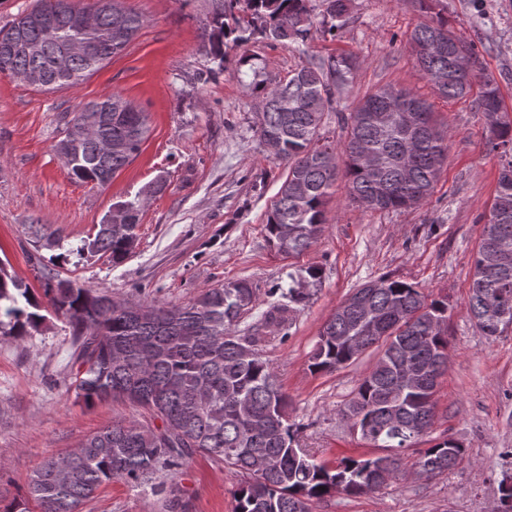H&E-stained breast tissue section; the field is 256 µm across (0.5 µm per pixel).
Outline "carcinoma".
<instances>
[{"instance_id": "obj_1", "label": "carcinoma", "mask_w": 512, "mask_h": 512, "mask_svg": "<svg viewBox=\"0 0 512 512\" xmlns=\"http://www.w3.org/2000/svg\"><path fill=\"white\" fill-rule=\"evenodd\" d=\"M70 0H39L31 10L0 27L40 42L44 52L0 57V73L37 68L54 75L53 54L59 40L76 36L61 27L51 33L35 23L39 14L63 21ZM244 4L247 18L236 15ZM353 0H322V33L332 36L351 20ZM315 0H213L209 40L212 59L224 67L226 49L259 36L264 40L306 45L314 28ZM97 24L112 31V44L96 55L71 62L73 79L53 83L72 86L122 53L143 26L144 19L120 8L102 11ZM443 54L417 56L422 74L444 70L447 81L433 86L446 99L464 98L473 91L476 73L459 74L451 62L465 56L477 68L472 44L453 35L448 18L423 24L410 35L425 47L435 40ZM356 68L348 54L315 57L288 78L259 90V143L275 142L276 161L288 167L267 214L269 243L283 255L299 256L321 235L326 223L329 190L338 175L346 180L349 197L371 210L401 211L414 196L430 197L447 158L448 130L434 120L430 106L415 93L400 88L394 98L390 85L368 92L347 114L336 94ZM112 99V121L100 124L98 138L84 139L79 155L62 162L73 179L105 185L139 154L149 131L147 113L119 94ZM419 104L424 125L410 131L378 116L395 114ZM475 104L491 125L490 151L502 166L496 195L473 258V279L467 312L486 336L512 328V117L503 105L498 84L486 77ZM336 113L346 129L336 145L320 135L325 115ZM125 142L112 155L98 151V139ZM332 152L343 166L330 164ZM112 209L122 213V225L101 221L94 236L77 248L80 254L101 255L119 264L137 240L139 198L121 201ZM42 303L0 261V335L18 342L41 330L46 308L62 316L70 328L79 369L75 398L87 405L107 400L128 401L161 420L152 427L119 421L86 436L77 448L51 457L29 477L25 493L0 512H81L100 488L120 479L133 488L162 496L163 512H178L180 490L175 479L197 453L243 474L233 496L232 512H314L317 503L336 493L354 496L384 485L382 473L401 474V452L413 447L433 422L431 393L404 382L406 356L432 376L436 359L448 355L445 332L433 323L448 321V303L426 301L413 284L382 277L363 302L347 313L334 312L323 324L309 355V370L333 371L355 361L377 345L381 356L360 380L343 416L383 455H349L328 466L300 447V428L288 420V395L273 367L257 346L261 325L287 330L296 305L309 297L306 289L290 287L260 319L236 334L238 325L256 306L255 289L244 280L228 281L193 300L164 302L112 301L93 288L69 279L47 276ZM465 449L444 439L420 451L418 464L433 475L453 468Z\"/></svg>"}]
</instances>
